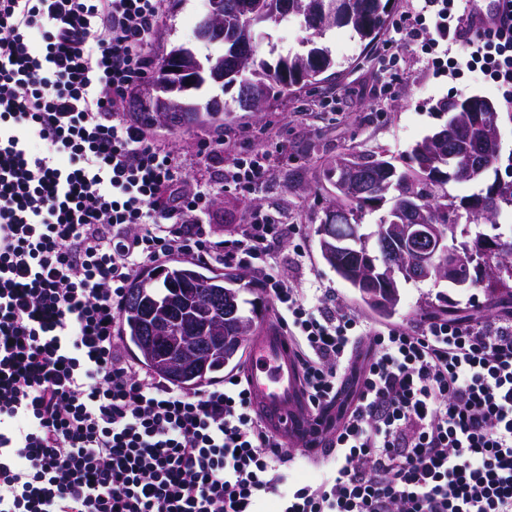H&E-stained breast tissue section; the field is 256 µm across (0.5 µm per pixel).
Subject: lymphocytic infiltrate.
<instances>
[{"instance_id": "1", "label": "lymphocytic infiltrate", "mask_w": 512, "mask_h": 512, "mask_svg": "<svg viewBox=\"0 0 512 512\" xmlns=\"http://www.w3.org/2000/svg\"><path fill=\"white\" fill-rule=\"evenodd\" d=\"M430 0L406 36L512 103V14L466 29ZM166 0H0V512H512V312L371 325L307 298L279 269L280 216L247 211L234 239L201 221L214 187L126 104L153 74ZM268 157H233L251 193ZM254 269L295 347L331 464L314 481L263 426L241 376L186 390L122 352L141 271L172 258Z\"/></svg>"}]
</instances>
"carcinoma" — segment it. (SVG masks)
<instances>
[{
	"instance_id": "carcinoma-1",
	"label": "carcinoma",
	"mask_w": 512,
	"mask_h": 512,
	"mask_svg": "<svg viewBox=\"0 0 512 512\" xmlns=\"http://www.w3.org/2000/svg\"><path fill=\"white\" fill-rule=\"evenodd\" d=\"M239 0H224V88L235 85L253 90L260 107L286 99L298 90L299 80L308 84L336 66L327 49L316 46L315 39L336 26H349L362 40H374L388 17V0H288V12L271 16L277 0H249L248 16L240 15ZM291 17L301 18L311 34L305 53L279 57L271 65L259 56L263 43L271 40L268 29ZM146 124L165 125L185 130L197 124L192 111L164 115L144 113ZM436 149L431 137L415 143L409 153L412 169L391 174L381 168L383 159L372 154L357 156L359 165L372 173L374 190L360 199H345L334 214L325 219L331 233L342 241L336 252L334 271L364 262L351 247L359 235L362 215L396 192L393 202L411 199L423 209L430 224L458 223L463 210L474 224H494L499 204L490 190L455 203L448 201L446 185L448 156L433 164L421 165L419 153ZM503 243L512 249V240L498 235H479L481 247L477 263L467 274L469 283L478 281V273L498 252L491 245ZM243 286L231 274H216L192 263L177 262L153 274L137 279L129 288L122 313V339L134 346L141 362L155 374L174 384L192 389L210 382L236 358L241 329L252 324L242 312Z\"/></svg>"
}]
</instances>
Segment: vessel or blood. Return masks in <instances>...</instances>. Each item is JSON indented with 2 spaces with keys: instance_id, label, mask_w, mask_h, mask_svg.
<instances>
[{
  "instance_id": "vessel-or-blood-1",
  "label": "vessel or blood",
  "mask_w": 512,
  "mask_h": 512,
  "mask_svg": "<svg viewBox=\"0 0 512 512\" xmlns=\"http://www.w3.org/2000/svg\"><path fill=\"white\" fill-rule=\"evenodd\" d=\"M247 354L245 378L268 429L299 445L314 440L303 374L287 336L280 328H265L252 336Z\"/></svg>"
}]
</instances>
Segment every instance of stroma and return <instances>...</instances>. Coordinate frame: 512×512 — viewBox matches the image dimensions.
I'll return each instance as SVG.
<instances>
[{
    "mask_svg": "<svg viewBox=\"0 0 512 512\" xmlns=\"http://www.w3.org/2000/svg\"><path fill=\"white\" fill-rule=\"evenodd\" d=\"M428 0H390L385 25L372 43L362 42L351 28L337 27L318 39L336 62V74L270 103L261 112L242 111L236 90L223 92L233 119L226 129L235 132L238 150L260 152L271 144L280 150L270 159V176L249 197L225 187L210 223L217 237L234 238L251 205L280 214L296 231L278 247L285 277L303 289L320 287L344 302L351 312L373 322H401L417 329L421 318L451 303H476L478 315L500 314L487 283L459 288L448 281H399V302L384 315L364 304L358 292L336 275L321 255L316 229L326 212L335 208L333 188L324 172L336 158L351 153L377 154L406 169L411 147L441 130L448 121L445 103L463 96H478L494 103L499 115L501 144L498 162L476 182H449L450 198L460 200L480 193L512 163V107L492 83L458 80L437 72L420 43L410 42L394 19L425 12ZM204 13V0H167V11L148 53L160 61L173 46L186 45L199 55L210 51L198 42L195 28ZM306 257H298L295 244Z\"/></svg>",
    "mask_w": 512,
    "mask_h": 512,
    "instance_id": "35a3bbf8",
    "label": "stroma"
}]
</instances>
